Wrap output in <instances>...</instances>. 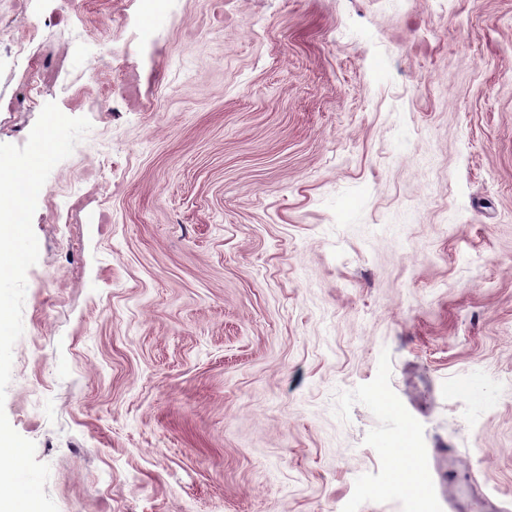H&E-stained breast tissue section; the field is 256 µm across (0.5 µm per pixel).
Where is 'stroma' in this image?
Here are the masks:
<instances>
[{"instance_id": "1", "label": "stroma", "mask_w": 512, "mask_h": 512, "mask_svg": "<svg viewBox=\"0 0 512 512\" xmlns=\"http://www.w3.org/2000/svg\"><path fill=\"white\" fill-rule=\"evenodd\" d=\"M172 5L129 45L135 0H0V143L29 74L92 124L33 215L5 401L58 512H406L354 497L393 413L440 512H512V0Z\"/></svg>"}]
</instances>
